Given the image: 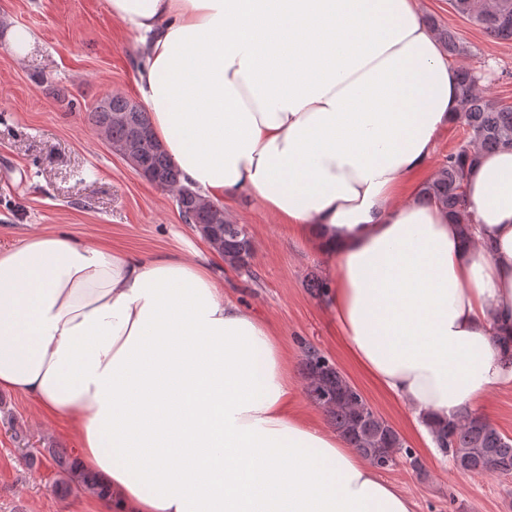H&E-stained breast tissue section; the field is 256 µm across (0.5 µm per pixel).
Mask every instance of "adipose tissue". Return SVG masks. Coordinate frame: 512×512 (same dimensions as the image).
Listing matches in <instances>:
<instances>
[{
	"label": "adipose tissue",
	"instance_id": "1",
	"mask_svg": "<svg viewBox=\"0 0 512 512\" xmlns=\"http://www.w3.org/2000/svg\"><path fill=\"white\" fill-rule=\"evenodd\" d=\"M107 6L183 184L259 199L327 257L346 349L423 441L512 382V149L469 166L468 230L403 197L460 109L416 0ZM213 266L63 234L0 252V388L68 420L112 512H414L295 412L280 336Z\"/></svg>",
	"mask_w": 512,
	"mask_h": 512
}]
</instances>
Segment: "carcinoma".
I'll list each match as a JSON object with an SVG mask.
<instances>
[{"label": "carcinoma", "mask_w": 512, "mask_h": 512, "mask_svg": "<svg viewBox=\"0 0 512 512\" xmlns=\"http://www.w3.org/2000/svg\"><path fill=\"white\" fill-rule=\"evenodd\" d=\"M450 5L490 37L512 41V0H450ZM489 75L485 69L461 70L457 122L463 125L469 142L448 152L435 177L419 190L424 201L440 206L463 222L468 217L465 180L468 166L475 158L473 150L512 148V106L496 102L482 90L481 83ZM123 110L127 111L126 122L109 121V113ZM90 120L107 132L114 145L127 142L132 132H140L136 150L147 179L162 189L182 187L177 166L153 137L147 112L130 105L128 98L115 95L104 105L96 104ZM182 220L203 227L204 240L225 264L254 277L245 263V258L253 254V245L242 225L225 219L223 211L198 195L192 199L191 212L182 215ZM302 375L308 397L326 413L336 433L377 468H389L400 457L414 458L399 432L373 410L361 391L328 357L312 347L306 348ZM433 437L438 450L460 470L480 475L512 473V438L481 415L467 413L455 424L435 429ZM53 454L65 473V484H76L90 493L96 491L94 476L80 470L67 449L55 450Z\"/></svg>", "instance_id": "cac0c4a2"}]
</instances>
